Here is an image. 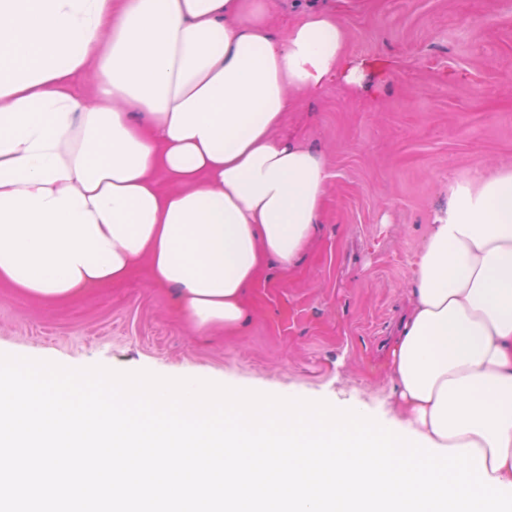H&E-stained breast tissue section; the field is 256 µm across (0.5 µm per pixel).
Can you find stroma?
<instances>
[{"instance_id":"obj_1","label":"stroma","mask_w":512,"mask_h":512,"mask_svg":"<svg viewBox=\"0 0 512 512\" xmlns=\"http://www.w3.org/2000/svg\"><path fill=\"white\" fill-rule=\"evenodd\" d=\"M325 6L349 52L389 72L378 96L331 82L287 113L279 137L320 153L331 179L315 240L293 269L267 267L245 326L197 330L142 267L78 303L1 284L0 353L359 400L392 417L386 348L411 262L451 184L512 168V0H281L273 29Z\"/></svg>"}]
</instances>
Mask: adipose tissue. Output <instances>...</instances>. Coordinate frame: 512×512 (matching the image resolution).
Returning a JSON list of instances; mask_svg holds the SVG:
<instances>
[{
    "label": "adipose tissue",
    "mask_w": 512,
    "mask_h": 512,
    "mask_svg": "<svg viewBox=\"0 0 512 512\" xmlns=\"http://www.w3.org/2000/svg\"><path fill=\"white\" fill-rule=\"evenodd\" d=\"M277 0H0V284L51 303L139 266L198 329H238L313 241L330 172L277 131L331 79L374 90L329 11ZM388 347L397 427L512 486V170L451 187Z\"/></svg>",
    "instance_id": "obj_1"
}]
</instances>
